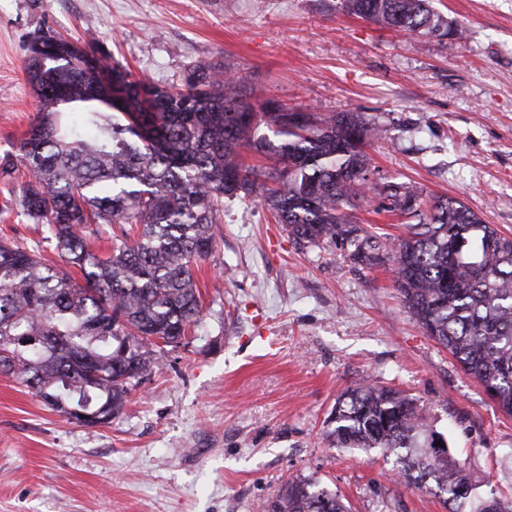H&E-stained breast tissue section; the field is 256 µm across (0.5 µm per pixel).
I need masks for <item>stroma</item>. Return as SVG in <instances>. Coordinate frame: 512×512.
<instances>
[{
	"mask_svg": "<svg viewBox=\"0 0 512 512\" xmlns=\"http://www.w3.org/2000/svg\"><path fill=\"white\" fill-rule=\"evenodd\" d=\"M339 0H0V159L38 111L24 73L41 30L135 77L184 82L221 62L247 99L356 112L389 180L463 201L512 234V0H433L463 39L410 37ZM197 274L203 322L157 351L120 416L82 426L0 373V512H259L289 479L351 512H447L395 482L394 456L334 447L326 421L363 379L414 398L451 455L512 512V415L407 314L390 263L303 248L260 200L225 202Z\"/></svg>",
	"mask_w": 512,
	"mask_h": 512,
	"instance_id": "35a3bbf8",
	"label": "stroma"
}]
</instances>
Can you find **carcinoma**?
I'll use <instances>...</instances> for the list:
<instances>
[{"label":"carcinoma","instance_id":"obj_1","mask_svg":"<svg viewBox=\"0 0 512 512\" xmlns=\"http://www.w3.org/2000/svg\"><path fill=\"white\" fill-rule=\"evenodd\" d=\"M341 8L411 36L462 35L428 0ZM43 35L47 62L24 61L38 112L17 160L0 162V176L18 182L11 204L42 228L31 249L0 240L1 373L81 425L82 412L117 417L154 371V348L180 345L202 322L195 267L222 241L224 200L259 197L299 245L339 244L362 264L391 262L425 335L512 414V236L458 199L430 204L419 188L389 180L373 187L378 208L418 223L398 239L363 234L351 209L370 186L377 126L354 112L303 111L294 123L292 108L256 109L217 64L189 66L180 88L136 80L104 54L92 64L79 44ZM57 82L71 87L62 102ZM105 237L119 244L104 258L93 246ZM46 248L62 265L44 261ZM328 425L338 448L395 455L396 481L443 499L449 512H505L395 387L361 381L341 394ZM261 512L349 508L303 478L286 481Z\"/></svg>","mask_w":512,"mask_h":512}]
</instances>
